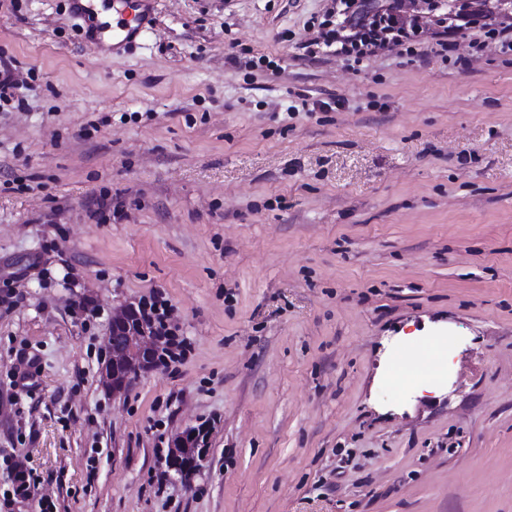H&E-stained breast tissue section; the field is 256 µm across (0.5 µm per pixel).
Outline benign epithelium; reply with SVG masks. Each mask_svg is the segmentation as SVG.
I'll return each instance as SVG.
<instances>
[{
	"mask_svg": "<svg viewBox=\"0 0 512 512\" xmlns=\"http://www.w3.org/2000/svg\"><path fill=\"white\" fill-rule=\"evenodd\" d=\"M110 359L102 372L104 384L112 396L121 395L132 381L129 367L148 365L157 345L132 306L127 305L112 314V330L108 336ZM198 429L189 428L176 440L166 460L168 472L182 479L186 471H195L207 453L198 443Z\"/></svg>",
	"mask_w": 512,
	"mask_h": 512,
	"instance_id": "benign-epithelium-1",
	"label": "benign epithelium"
}]
</instances>
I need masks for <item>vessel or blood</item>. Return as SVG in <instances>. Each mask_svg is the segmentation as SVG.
Listing matches in <instances>:
<instances>
[{
    "mask_svg": "<svg viewBox=\"0 0 512 512\" xmlns=\"http://www.w3.org/2000/svg\"><path fill=\"white\" fill-rule=\"evenodd\" d=\"M71 6L92 20V38L116 52L154 24L151 0H71Z\"/></svg>",
    "mask_w": 512,
    "mask_h": 512,
    "instance_id": "1",
    "label": "vessel or blood"
}]
</instances>
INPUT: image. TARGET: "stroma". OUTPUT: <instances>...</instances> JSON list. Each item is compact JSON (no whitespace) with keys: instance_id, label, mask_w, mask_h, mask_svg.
I'll use <instances>...</instances> for the list:
<instances>
[{"instance_id":"stroma-1","label":"stroma","mask_w":512,"mask_h":512,"mask_svg":"<svg viewBox=\"0 0 512 512\" xmlns=\"http://www.w3.org/2000/svg\"><path fill=\"white\" fill-rule=\"evenodd\" d=\"M326 4L153 0L115 52L70 0H0V487L18 459L57 512H512V54L355 71L303 47ZM154 290L187 356L112 396V313ZM409 326L453 363L389 396ZM15 61L0 56V101L14 96L19 86ZM198 435V429L191 427L178 437L166 460L169 475L173 472V476L182 479L186 471L197 470L199 462L205 458L208 450L205 446H199ZM182 456H190V458L182 463Z\"/></svg>"}]
</instances>
